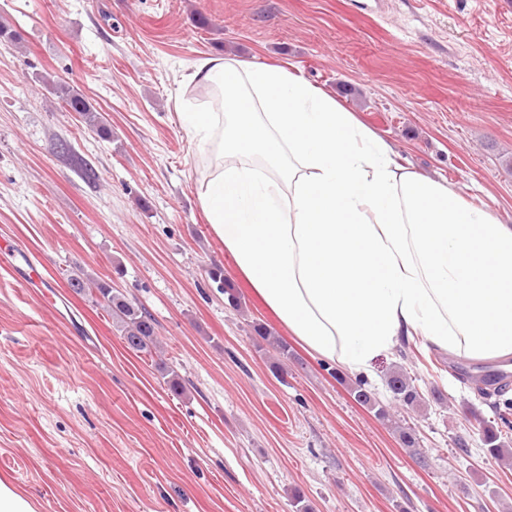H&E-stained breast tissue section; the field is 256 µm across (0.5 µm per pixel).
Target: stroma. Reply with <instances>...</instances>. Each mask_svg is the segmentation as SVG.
Here are the masks:
<instances>
[{
	"label": "stroma",
	"instance_id": "obj_1",
	"mask_svg": "<svg viewBox=\"0 0 512 512\" xmlns=\"http://www.w3.org/2000/svg\"><path fill=\"white\" fill-rule=\"evenodd\" d=\"M0 23L20 37L0 43V477L37 512H296V493L313 512H512L482 430L509 448L512 431L455 371L467 357L411 341L363 376L393 422L356 403L355 375L304 348L212 232L208 159L174 108L202 57L281 65L512 223V0H0ZM74 273L143 305L183 394ZM257 324L287 343L284 375ZM398 366L418 411L387 387ZM57 90L60 94L59 97H61L72 110L82 114L85 123L90 129L102 135H108V130L103 124L100 114L92 111L82 96L75 91L73 87L70 88V85L60 84Z\"/></svg>",
	"mask_w": 512,
	"mask_h": 512
}]
</instances>
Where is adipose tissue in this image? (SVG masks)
Masks as SVG:
<instances>
[{"label":"adipose tissue","mask_w":512,"mask_h":512,"mask_svg":"<svg viewBox=\"0 0 512 512\" xmlns=\"http://www.w3.org/2000/svg\"><path fill=\"white\" fill-rule=\"evenodd\" d=\"M177 116L210 156L201 211L305 347L364 372L401 341L512 356V224L424 177L334 96L284 67L199 60Z\"/></svg>","instance_id":"1"}]
</instances>
